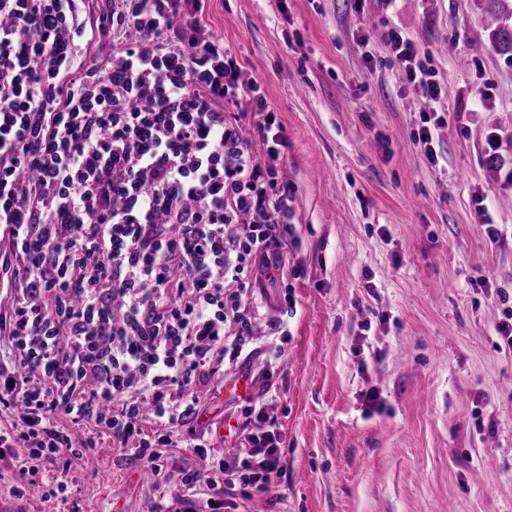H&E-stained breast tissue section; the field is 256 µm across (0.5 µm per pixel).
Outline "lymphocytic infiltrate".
I'll return each instance as SVG.
<instances>
[{
	"instance_id": "obj_1",
	"label": "lymphocytic infiltrate",
	"mask_w": 512,
	"mask_h": 512,
	"mask_svg": "<svg viewBox=\"0 0 512 512\" xmlns=\"http://www.w3.org/2000/svg\"><path fill=\"white\" fill-rule=\"evenodd\" d=\"M78 2L0 0V460L16 498L65 499L90 428L157 474L182 436L206 464L176 474L186 491L206 471L264 490L284 461L263 403H248L232 458L196 428L227 362L255 350L248 273L288 258L280 149L256 162L225 111L253 87L201 23L202 0H104L92 17ZM112 34L110 59L80 64ZM386 44L436 112L444 89L415 44L396 31Z\"/></svg>"
}]
</instances>
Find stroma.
<instances>
[{"mask_svg":"<svg viewBox=\"0 0 512 512\" xmlns=\"http://www.w3.org/2000/svg\"><path fill=\"white\" fill-rule=\"evenodd\" d=\"M484 16L483 0H205L287 142L302 274L249 276L287 333L257 325L258 351L225 373L264 399L284 469L262 493L203 476L199 510L512 512V348L495 332L512 295V61ZM392 29L445 87L435 120L399 76ZM71 477L73 502L36 492L38 512L183 495L107 437Z\"/></svg>","mask_w":512,"mask_h":512,"instance_id":"1","label":"stroma"}]
</instances>
